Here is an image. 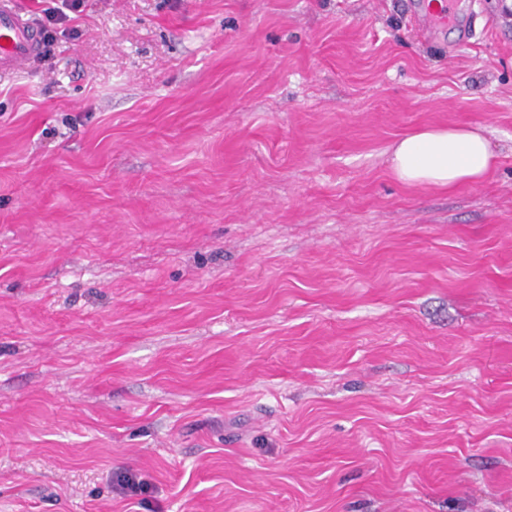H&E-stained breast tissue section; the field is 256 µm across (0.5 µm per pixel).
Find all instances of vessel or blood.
<instances>
[{
    "label": "vessel or blood",
    "mask_w": 512,
    "mask_h": 512,
    "mask_svg": "<svg viewBox=\"0 0 512 512\" xmlns=\"http://www.w3.org/2000/svg\"><path fill=\"white\" fill-rule=\"evenodd\" d=\"M41 35L34 20L15 0H0V71H17L37 58Z\"/></svg>",
    "instance_id": "b4317fda"
}]
</instances>
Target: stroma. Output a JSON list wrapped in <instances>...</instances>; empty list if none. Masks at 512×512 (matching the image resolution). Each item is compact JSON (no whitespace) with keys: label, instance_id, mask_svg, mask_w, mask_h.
<instances>
[{"label":"stroma","instance_id":"obj_1","mask_svg":"<svg viewBox=\"0 0 512 512\" xmlns=\"http://www.w3.org/2000/svg\"><path fill=\"white\" fill-rule=\"evenodd\" d=\"M418 5L86 0L0 74V512H512V13ZM425 126L495 170L403 186Z\"/></svg>","mask_w":512,"mask_h":512}]
</instances>
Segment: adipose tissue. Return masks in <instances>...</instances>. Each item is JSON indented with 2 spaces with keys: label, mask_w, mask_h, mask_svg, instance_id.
I'll return each instance as SVG.
<instances>
[{
  "label": "adipose tissue",
  "mask_w": 512,
  "mask_h": 512,
  "mask_svg": "<svg viewBox=\"0 0 512 512\" xmlns=\"http://www.w3.org/2000/svg\"><path fill=\"white\" fill-rule=\"evenodd\" d=\"M495 161L488 139L479 130L427 128L395 144L391 170L410 187L450 188L480 181Z\"/></svg>",
  "instance_id": "ef3b65f1"
}]
</instances>
